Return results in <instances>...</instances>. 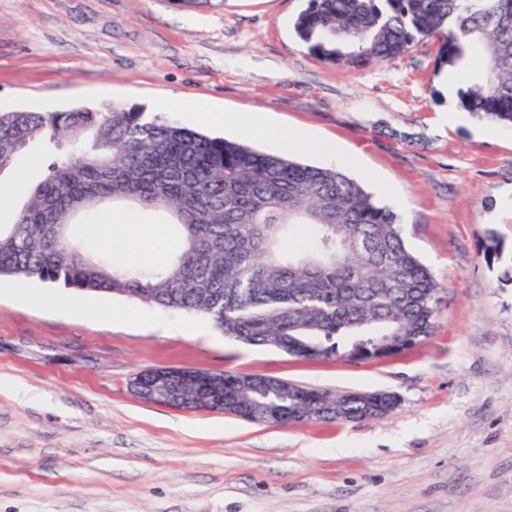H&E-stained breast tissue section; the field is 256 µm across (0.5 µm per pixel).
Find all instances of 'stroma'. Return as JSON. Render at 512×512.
Returning a JSON list of instances; mask_svg holds the SVG:
<instances>
[{
  "mask_svg": "<svg viewBox=\"0 0 512 512\" xmlns=\"http://www.w3.org/2000/svg\"><path fill=\"white\" fill-rule=\"evenodd\" d=\"M306 0H0V110L139 105L272 152L249 121L302 127L353 158L350 177L399 216L441 291L429 336L369 361L301 360L244 345L204 317L87 294V313L37 308L0 279V512H512V128L462 110L433 40L380 65L312 56L293 23ZM104 208L80 235L136 260ZM502 244L487 261L488 238ZM263 373L333 392L388 391L364 421L266 425L145 402L155 367Z\"/></svg>",
  "mask_w": 512,
  "mask_h": 512,
  "instance_id": "obj_1",
  "label": "stroma"
}]
</instances>
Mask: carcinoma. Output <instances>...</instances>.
Returning a JSON list of instances; mask_svg holds the SVG:
<instances>
[{
	"instance_id": "obj_1",
	"label": "carcinoma",
	"mask_w": 512,
	"mask_h": 512,
	"mask_svg": "<svg viewBox=\"0 0 512 512\" xmlns=\"http://www.w3.org/2000/svg\"><path fill=\"white\" fill-rule=\"evenodd\" d=\"M317 59L380 65L418 40L437 44V66L464 74L460 106L512 127V0H307L294 22ZM481 69L466 70L470 50ZM34 143L51 155L15 223L0 225V277L36 279L203 315L224 335L303 359L378 358L430 335L439 283L409 250L399 216L337 168L256 151L138 105L0 111V178ZM169 214L179 245L163 261L117 265L89 253L74 220L106 201ZM311 245L285 250L290 230ZM284 380L224 373V393L196 385L174 404L286 425L325 417L378 418L388 392L317 396L274 391L262 415L243 389Z\"/></svg>"
}]
</instances>
